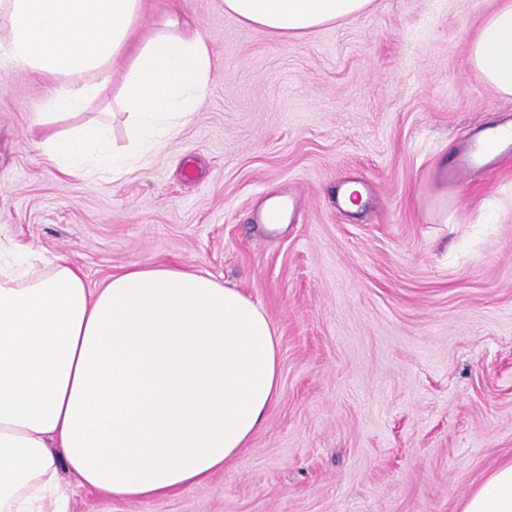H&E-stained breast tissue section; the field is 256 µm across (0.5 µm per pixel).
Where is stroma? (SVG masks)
Masks as SVG:
<instances>
[{"instance_id": "obj_1", "label": "stroma", "mask_w": 512, "mask_h": 512, "mask_svg": "<svg viewBox=\"0 0 512 512\" xmlns=\"http://www.w3.org/2000/svg\"><path fill=\"white\" fill-rule=\"evenodd\" d=\"M143 4L133 43L172 10L205 31L201 110L98 186L45 163L30 133L54 79L0 70V235L93 286L184 263L238 288L276 330L282 391L203 484L126 501L65 471L70 512H460L512 460V154L446 177L470 129L512 120L470 60L499 0H374L290 38L224 0ZM128 64L57 130L105 121L125 149Z\"/></svg>"}]
</instances>
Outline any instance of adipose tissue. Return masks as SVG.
I'll use <instances>...</instances> for the list:
<instances>
[{"instance_id": "obj_1", "label": "adipose tissue", "mask_w": 512, "mask_h": 512, "mask_svg": "<svg viewBox=\"0 0 512 512\" xmlns=\"http://www.w3.org/2000/svg\"><path fill=\"white\" fill-rule=\"evenodd\" d=\"M372 0H224L241 23L279 37L367 12ZM142 0H0V69L51 77L35 124L65 176L119 179L201 109L211 80L206 34L168 18L131 47ZM131 60L117 100L127 152L106 122L63 133ZM471 62L512 96V0L471 42ZM281 394L276 330L239 289L186 265H132L90 287L83 268L0 241V512H69L61 470L121 500L168 497L246 448ZM460 512H512V461Z\"/></svg>"}]
</instances>
